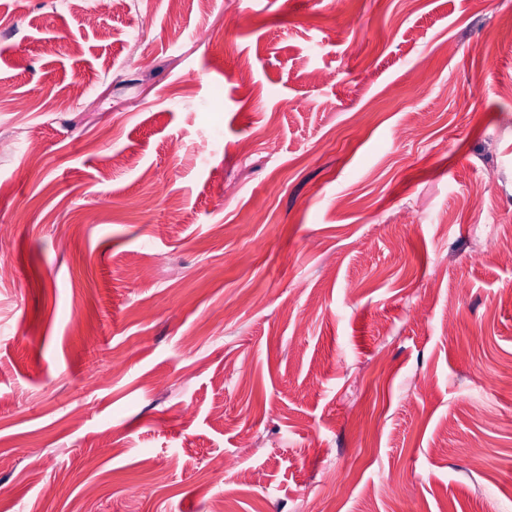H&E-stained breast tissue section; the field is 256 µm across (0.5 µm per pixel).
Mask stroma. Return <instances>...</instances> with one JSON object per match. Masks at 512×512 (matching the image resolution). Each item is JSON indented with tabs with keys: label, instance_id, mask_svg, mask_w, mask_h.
<instances>
[{
	"label": "stroma",
	"instance_id": "35a3bbf8",
	"mask_svg": "<svg viewBox=\"0 0 512 512\" xmlns=\"http://www.w3.org/2000/svg\"><path fill=\"white\" fill-rule=\"evenodd\" d=\"M511 19L0 0V512H512Z\"/></svg>",
	"mask_w": 512,
	"mask_h": 512
}]
</instances>
